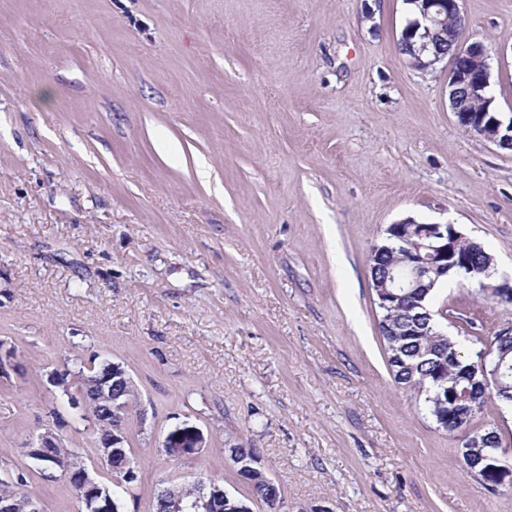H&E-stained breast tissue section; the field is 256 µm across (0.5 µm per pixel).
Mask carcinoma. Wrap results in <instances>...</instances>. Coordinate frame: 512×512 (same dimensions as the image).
<instances>
[{
    "label": "carcinoma",
    "mask_w": 512,
    "mask_h": 512,
    "mask_svg": "<svg viewBox=\"0 0 512 512\" xmlns=\"http://www.w3.org/2000/svg\"><path fill=\"white\" fill-rule=\"evenodd\" d=\"M393 250L369 262L371 280H384L391 267L403 268L412 247L398 239L385 240ZM468 264L453 273L463 284L487 278L493 269L484 248H464ZM419 293L406 288L398 301L380 309L378 329L385 342L388 364L395 381L424 395V405L437 428L458 438L465 452L479 456L488 448L503 447L496 428L474 426L489 403L512 407V341L498 338L494 344L497 377L481 385V351L467 355L459 342L445 334L438 321L421 315ZM470 394L471 405L461 409L451 397ZM472 432L463 435L464 427Z\"/></svg>",
    "instance_id": "obj_1"
}]
</instances>
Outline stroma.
<instances>
[{
  "label": "stroma",
  "instance_id": "35a3bbf8",
  "mask_svg": "<svg viewBox=\"0 0 512 512\" xmlns=\"http://www.w3.org/2000/svg\"><path fill=\"white\" fill-rule=\"evenodd\" d=\"M512 119V0H462ZM404 0H0V478L56 426L95 458L46 373L109 355L139 392L152 512L174 478L248 494L254 449L281 512H512L398 385L378 330L370 248L411 217L455 225L512 276V150L460 126L448 72L399 50ZM448 335L483 344L512 302L437 288ZM208 445L161 442L182 421ZM43 512H78L30 475ZM207 436L204 431L188 421L171 428L162 441L165 453L174 458H191L206 448Z\"/></svg>",
  "mask_w": 512,
  "mask_h": 512
}]
</instances>
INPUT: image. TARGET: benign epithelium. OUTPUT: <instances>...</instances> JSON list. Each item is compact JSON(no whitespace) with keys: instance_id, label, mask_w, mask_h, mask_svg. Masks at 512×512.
I'll return each instance as SVG.
<instances>
[{"instance_id":"obj_1","label":"benign epithelium","mask_w":512,"mask_h":512,"mask_svg":"<svg viewBox=\"0 0 512 512\" xmlns=\"http://www.w3.org/2000/svg\"><path fill=\"white\" fill-rule=\"evenodd\" d=\"M421 16L410 20L400 39L413 45L409 61L418 70L426 71L436 64L446 62L448 68V100L451 112L458 123L467 130L501 147L512 149V120L505 123L495 112L486 109L464 110L461 100H474L480 104H491L494 95L491 87V53L482 42H472L458 24L462 17L461 0H422ZM421 242L413 252L406 268L375 283L381 296L392 294L396 288H434L448 271L465 263L464 253L459 249L463 234L452 224H422L419 232ZM427 251L422 257L420 251ZM66 369H54L47 374L48 383L65 393L70 404L83 410L94 426L97 462L88 465L71 452L59 456L61 436L47 425L24 448L25 455L35 459L49 457L55 468L47 474L52 480L56 473L67 477L72 493L83 508L93 507L97 512H119L117 500L111 496L109 486L103 480V470L119 464L123 480L130 485L137 480V471L130 465L132 449L127 447L124 424L136 420L143 426L145 413L133 412V403L138 393L128 370L120 363L111 362L107 374L83 376L79 380L69 379L62 384L60 379ZM93 391V400L108 411L90 410L85 390ZM207 445L204 431L184 421L171 428L162 441L165 453L174 458H191ZM240 477L253 489L250 499L232 501L224 487L201 478L193 482L196 493L191 503L185 502V484L170 481L161 487L162 502L166 512H254L253 504L261 502L267 512H280V493L274 488L257 459L231 453ZM475 476L486 485L496 486L502 481L499 465V450L494 449L482 456L473 466ZM42 512L41 502L34 496L21 501L11 497H0V512Z\"/></svg>"}]
</instances>
